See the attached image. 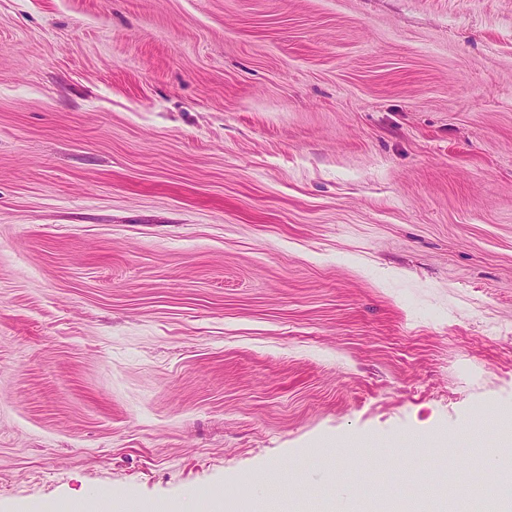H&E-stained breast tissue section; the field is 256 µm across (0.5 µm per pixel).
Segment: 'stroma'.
Wrapping results in <instances>:
<instances>
[{"mask_svg":"<svg viewBox=\"0 0 512 512\" xmlns=\"http://www.w3.org/2000/svg\"><path fill=\"white\" fill-rule=\"evenodd\" d=\"M507 442L512 0H0V512ZM427 447H435L434 439L428 434L413 435L398 447L392 448L393 453L403 459H411L418 450L426 451Z\"/></svg>","mask_w":512,"mask_h":512,"instance_id":"1","label":"stroma"}]
</instances>
